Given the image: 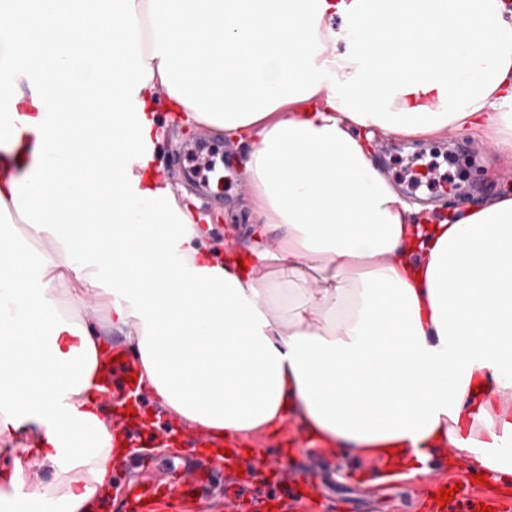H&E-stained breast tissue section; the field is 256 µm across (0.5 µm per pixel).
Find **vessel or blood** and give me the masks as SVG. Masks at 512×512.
Segmentation results:
<instances>
[{"instance_id": "b4317fda", "label": "vessel or blood", "mask_w": 512, "mask_h": 512, "mask_svg": "<svg viewBox=\"0 0 512 512\" xmlns=\"http://www.w3.org/2000/svg\"><path fill=\"white\" fill-rule=\"evenodd\" d=\"M140 373L138 362L125 356L123 347L113 346L104 361L101 398L110 407L108 421L113 447L125 444L140 449L142 459L146 460L151 449L182 448L189 442L161 408L144 399ZM191 443L202 449L204 468L186 463L172 483L143 479L127 485L124 492L127 512H177L199 488L219 477L224 480V505L230 512H260L264 505L279 504L276 488L287 487L291 482L287 469L276 459H268L264 469L271 476L273 491L260 494L251 490L248 477L238 473L243 464V440L226 439L204 429ZM455 482L460 489L445 504L430 499L427 489H420V496L430 500L431 512H479L482 504L494 508L495 512H512V501L475 491L468 476L458 475Z\"/></svg>"}]
</instances>
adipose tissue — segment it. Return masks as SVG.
Instances as JSON below:
<instances>
[{
	"label": "adipose tissue",
	"instance_id": "adipose-tissue-1",
	"mask_svg": "<svg viewBox=\"0 0 512 512\" xmlns=\"http://www.w3.org/2000/svg\"><path fill=\"white\" fill-rule=\"evenodd\" d=\"M0 32V223L53 241L0 236V441L38 434L10 512H90L111 477L106 329L190 424L293 418L406 477L448 447L512 485V197L430 223L369 137L512 156V0H7ZM160 104L249 142L243 258L158 179Z\"/></svg>",
	"mask_w": 512,
	"mask_h": 512
}]
</instances>
